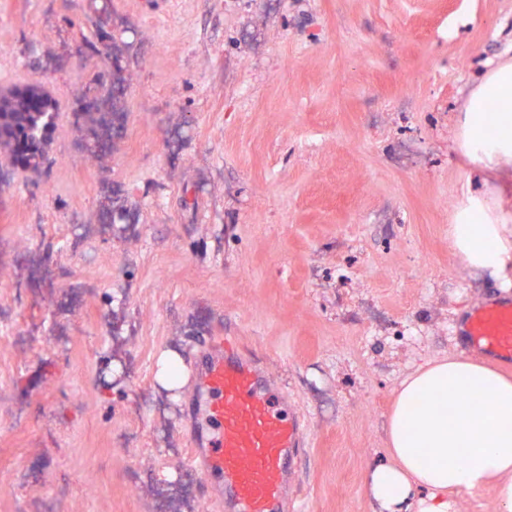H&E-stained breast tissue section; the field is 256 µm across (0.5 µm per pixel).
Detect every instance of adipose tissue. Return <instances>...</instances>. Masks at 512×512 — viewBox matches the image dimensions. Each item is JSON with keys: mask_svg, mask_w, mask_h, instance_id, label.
I'll return each mask as SVG.
<instances>
[{"mask_svg": "<svg viewBox=\"0 0 512 512\" xmlns=\"http://www.w3.org/2000/svg\"><path fill=\"white\" fill-rule=\"evenodd\" d=\"M495 121L481 122V111ZM483 178L512 158V61H490L470 90L458 135ZM462 264L512 288V225L482 196H467L449 230ZM386 461L369 465L365 493L379 512H449V495L493 490L512 512V377L486 357L426 361L402 380L385 424Z\"/></svg>", "mask_w": 512, "mask_h": 512, "instance_id": "1", "label": "adipose tissue"}]
</instances>
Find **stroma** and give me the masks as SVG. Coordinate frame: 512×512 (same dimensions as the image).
Returning <instances> with one entry per match:
<instances>
[{
	"label": "stroma",
	"mask_w": 512,
	"mask_h": 512,
	"mask_svg": "<svg viewBox=\"0 0 512 512\" xmlns=\"http://www.w3.org/2000/svg\"><path fill=\"white\" fill-rule=\"evenodd\" d=\"M511 55L512 0H0V87L64 114L37 168L0 144V512H204L209 336L305 417V512H375L396 389L504 294L449 228L512 219L455 139ZM182 361L175 355H164L157 362L156 379L165 389L179 387L182 378Z\"/></svg>",
	"instance_id": "stroma-1"
}]
</instances>
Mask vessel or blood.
I'll list each match as a JSON object with an SVG mask.
<instances>
[{
    "label": "vessel or blood",
    "instance_id": "b4317fda",
    "mask_svg": "<svg viewBox=\"0 0 512 512\" xmlns=\"http://www.w3.org/2000/svg\"><path fill=\"white\" fill-rule=\"evenodd\" d=\"M463 326L468 348L512 364V299L471 308ZM194 404L207 424L191 438L190 463L207 502L223 500L226 512H301L296 469L309 451L307 424L283 411L236 338L211 337Z\"/></svg>",
    "mask_w": 512,
    "mask_h": 512
}]
</instances>
